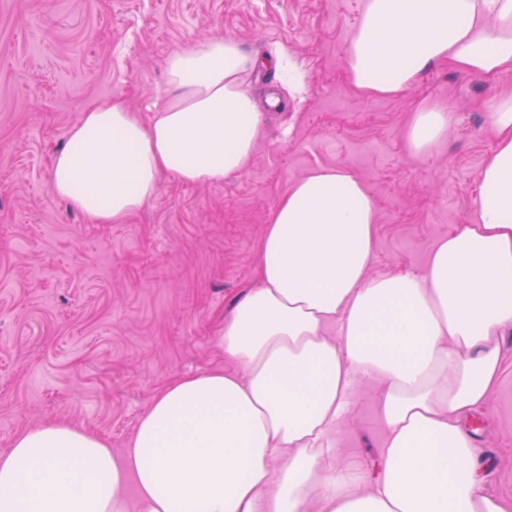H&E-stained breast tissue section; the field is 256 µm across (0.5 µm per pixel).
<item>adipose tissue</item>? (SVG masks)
<instances>
[{
    "label": "adipose tissue",
    "mask_w": 512,
    "mask_h": 512,
    "mask_svg": "<svg viewBox=\"0 0 512 512\" xmlns=\"http://www.w3.org/2000/svg\"><path fill=\"white\" fill-rule=\"evenodd\" d=\"M444 60L488 81L512 72V0H365L345 67L361 93L395 97ZM256 65L213 36L169 57L171 94L150 118L120 98L89 104L53 191L90 223L121 224L163 174L244 171L264 123L245 87ZM452 121L422 103L409 151L433 153ZM490 122L473 221L416 273L368 277L376 207L361 178L321 167L294 181L268 217L258 284L219 332L232 369L164 386L118 455L66 423L22 430L0 452V512H512L485 492L463 423L498 384L512 327V91ZM363 379L379 383L387 432L371 481L321 462Z\"/></svg>",
    "instance_id": "adipose-tissue-1"
}]
</instances>
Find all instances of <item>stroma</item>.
<instances>
[{"label":"stroma","mask_w":512,"mask_h":512,"mask_svg":"<svg viewBox=\"0 0 512 512\" xmlns=\"http://www.w3.org/2000/svg\"><path fill=\"white\" fill-rule=\"evenodd\" d=\"M364 0H0V451L21 430L64 421L121 451L168 383L224 365L217 335L257 284L268 215L319 167L359 176L377 205L368 266L420 270L470 223L495 146L497 85L440 62L397 97L357 93L345 54ZM214 35L259 58L289 56L302 90L261 68L248 88L264 133L246 170L189 185L166 174L122 224H92L50 184L54 155L90 103L120 97L139 113L167 91L166 62ZM426 101L453 123L430 155L403 132ZM504 374L471 417L486 493L512 500V329ZM378 385L360 383L325 466L378 465L386 431Z\"/></svg>","instance_id":"stroma-1"}]
</instances>
